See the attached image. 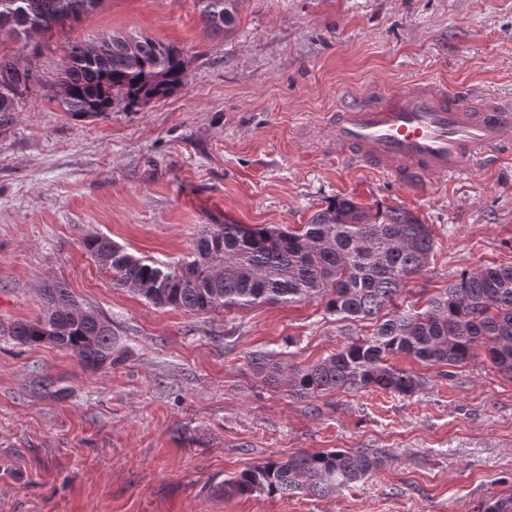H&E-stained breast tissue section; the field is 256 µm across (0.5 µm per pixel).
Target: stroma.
Listing matches in <instances>:
<instances>
[{"instance_id": "1", "label": "stroma", "mask_w": 512, "mask_h": 512, "mask_svg": "<svg viewBox=\"0 0 512 512\" xmlns=\"http://www.w3.org/2000/svg\"><path fill=\"white\" fill-rule=\"evenodd\" d=\"M142 33L181 48L187 84L103 116L57 102L60 47ZM0 54L37 83L0 134V322L45 308L60 284L112 322L120 365L0 336V512H485L512 493V376L486 356L444 369L405 355L411 396L344 389L292 397L250 362L307 366L369 322L317 301L194 315L112 285L84 248L189 255L209 224L306 223L334 198L411 210L435 248L402 295L421 306L462 270L512 264V145L468 176L411 189L328 149L350 93L432 79L512 99V0H242L213 35L193 0H104L74 28ZM64 388L42 390L39 377ZM366 448L383 464L317 498L227 497L218 483L270 458Z\"/></svg>"}]
</instances>
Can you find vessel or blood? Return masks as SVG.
Wrapping results in <instances>:
<instances>
[{
    "label": "vessel or blood",
    "instance_id": "1",
    "mask_svg": "<svg viewBox=\"0 0 512 512\" xmlns=\"http://www.w3.org/2000/svg\"><path fill=\"white\" fill-rule=\"evenodd\" d=\"M338 155L412 188L470 173L478 157L512 141V106L474 104L466 92L430 80L406 94L360 93L332 114Z\"/></svg>",
    "mask_w": 512,
    "mask_h": 512
}]
</instances>
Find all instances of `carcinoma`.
<instances>
[{
    "label": "carcinoma",
    "instance_id": "1",
    "mask_svg": "<svg viewBox=\"0 0 512 512\" xmlns=\"http://www.w3.org/2000/svg\"><path fill=\"white\" fill-rule=\"evenodd\" d=\"M102 2L0 0V34L27 48L32 35L80 23ZM239 2L194 0L206 27L224 35L234 29ZM63 50L58 103L73 115H102L116 100L139 108L186 86L183 50L150 36L117 33L96 43L70 42ZM33 80L31 69L0 55V133L9 129ZM434 247L431 225L415 213L349 197L330 201L297 228L216 224L177 262L136 257L102 237L85 244L112 274L114 287L131 288L157 307L209 314L319 301L339 321L372 322L371 335L352 337L336 353L290 369L288 386L300 398L339 389L411 396L421 378L395 368L390 359L397 355L460 366L482 349L493 366L512 375V265L464 270L420 310L397 304ZM45 301L44 312L0 332L20 345L53 344L87 370L121 362L112 323L98 310L79 305L60 285L45 290ZM251 363L270 379L281 372L267 352L253 354ZM381 465L382 458L365 449L301 452L246 468L225 479L222 490L236 497L300 492L321 498Z\"/></svg>",
    "mask_w": 512,
    "mask_h": 512
}]
</instances>
